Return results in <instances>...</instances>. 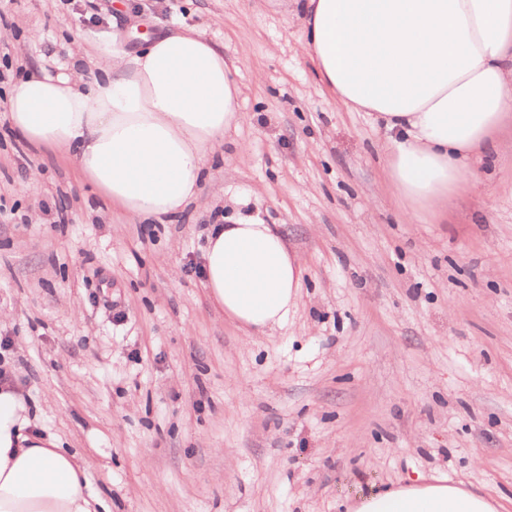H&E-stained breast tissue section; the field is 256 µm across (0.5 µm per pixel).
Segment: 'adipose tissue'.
I'll return each instance as SVG.
<instances>
[{"instance_id":"adipose-tissue-1","label":"adipose tissue","mask_w":512,"mask_h":512,"mask_svg":"<svg viewBox=\"0 0 512 512\" xmlns=\"http://www.w3.org/2000/svg\"><path fill=\"white\" fill-rule=\"evenodd\" d=\"M302 51L348 108L392 132L387 188L411 216L468 191V159L512 112V0H291ZM77 58L97 70L46 65L15 80L13 128L33 148L71 159L104 198L141 219L182 213L209 158L238 128L240 86L224 50L185 29L128 53L115 40ZM204 286L253 337L297 305V258L272 225L229 215L212 225ZM23 397L0 385V512H102L73 454L31 431ZM354 512H499L495 500L444 478L410 480L362 499Z\"/></svg>"}]
</instances>
